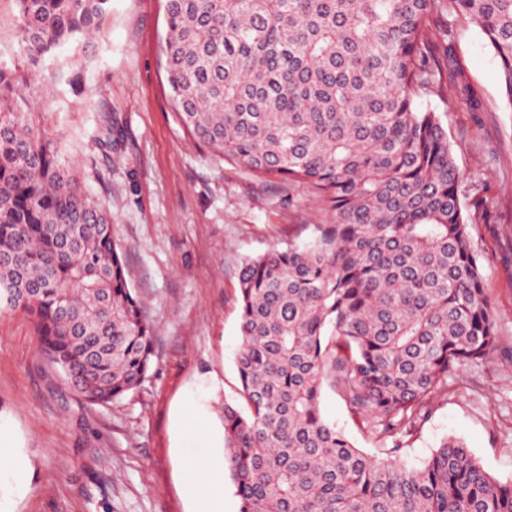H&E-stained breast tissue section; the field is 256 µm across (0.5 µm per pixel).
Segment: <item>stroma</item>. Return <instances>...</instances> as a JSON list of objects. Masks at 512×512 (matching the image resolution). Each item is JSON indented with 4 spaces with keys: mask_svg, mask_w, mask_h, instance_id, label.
<instances>
[{
    "mask_svg": "<svg viewBox=\"0 0 512 512\" xmlns=\"http://www.w3.org/2000/svg\"><path fill=\"white\" fill-rule=\"evenodd\" d=\"M15 0H0V66L19 68L35 120L89 198L112 215L126 278L154 328L151 370L135 390L88 404L38 346L32 316L0 307V423L32 468L0 491V512H193L177 431L189 404L219 417L239 402L238 273L244 259L306 241L331 218L308 185L251 174L192 140L164 69L166 0H112L97 36L30 67ZM451 61L442 95L419 98L448 133L471 245L496 313L497 347L451 370L404 437L420 465L462 441L496 479L512 480V105L480 29L441 13ZM323 417L375 453L379 441L324 385Z\"/></svg>",
    "mask_w": 512,
    "mask_h": 512,
    "instance_id": "stroma-1",
    "label": "stroma"
}]
</instances>
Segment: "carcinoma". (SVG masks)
<instances>
[{"label":"carcinoma","instance_id":"cac0c4a2","mask_svg":"<svg viewBox=\"0 0 512 512\" xmlns=\"http://www.w3.org/2000/svg\"><path fill=\"white\" fill-rule=\"evenodd\" d=\"M29 65L97 29L110 0H15ZM476 22L512 106V0H167L175 115L244 170L311 185L334 217L239 272L243 404L224 403L238 512H512V481L457 440L397 459L448 372L496 349L436 112L428 19ZM0 68V301L29 292L40 349L103 403L146 377L153 329L106 209L84 196ZM393 447L327 422L322 383Z\"/></svg>","mask_w":512,"mask_h":512}]
</instances>
